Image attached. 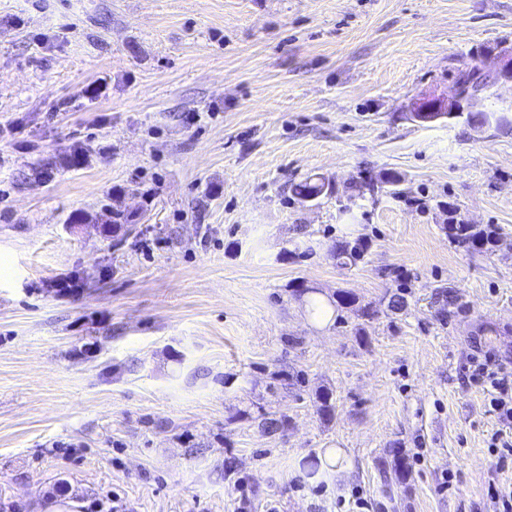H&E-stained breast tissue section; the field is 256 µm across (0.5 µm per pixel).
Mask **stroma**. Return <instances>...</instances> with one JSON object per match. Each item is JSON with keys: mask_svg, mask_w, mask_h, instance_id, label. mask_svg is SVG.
Returning <instances> with one entry per match:
<instances>
[{"mask_svg": "<svg viewBox=\"0 0 512 512\" xmlns=\"http://www.w3.org/2000/svg\"><path fill=\"white\" fill-rule=\"evenodd\" d=\"M503 47L512 0H0V512H492L512 244L445 226L512 237V130L407 114ZM454 213H456L454 210L448 212V224L445 226L448 238L468 251L492 253L496 242L501 237L500 229L490 224H465ZM473 381L486 389L489 399L490 411L501 419L512 421V387L510 380V394L507 376H500L498 372L488 371L479 367L472 374ZM391 463L387 460L380 461L378 465L386 493H391L394 485L404 484L408 477V468L405 458L400 451L394 448L391 451Z\"/></svg>", "mask_w": 512, "mask_h": 512, "instance_id": "35a3bbf8", "label": "stroma"}]
</instances>
